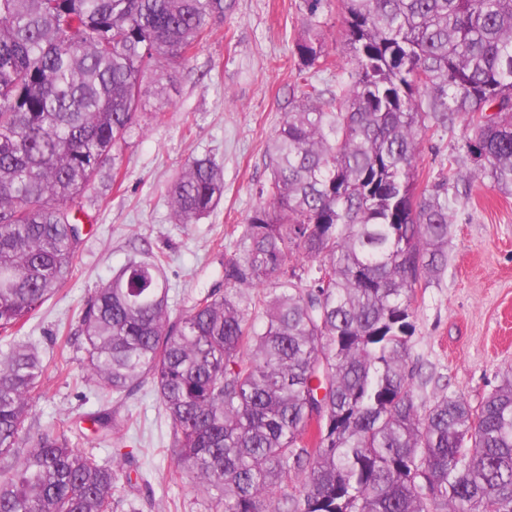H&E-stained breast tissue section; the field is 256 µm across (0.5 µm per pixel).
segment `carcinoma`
Masks as SVG:
<instances>
[{
  "label": "carcinoma",
  "mask_w": 512,
  "mask_h": 512,
  "mask_svg": "<svg viewBox=\"0 0 512 512\" xmlns=\"http://www.w3.org/2000/svg\"><path fill=\"white\" fill-rule=\"evenodd\" d=\"M330 4L303 0L302 72L328 62ZM337 4L348 82L329 107L303 93L270 139L223 283L173 318L165 257L129 258L78 313L77 381L151 384L172 428L165 478L216 512H512V367L475 407L451 393L423 409L408 366L414 292L447 267L451 224L448 178L419 188L422 141L469 116L476 177L512 195V0ZM232 7L0 0V512H139L121 495L128 454L102 465L25 427L45 365L17 334L72 270L102 163L119 170L140 115L170 104L144 75L188 63ZM168 194L195 224L219 207L223 169L194 157ZM91 421L119 432L110 411Z\"/></svg>",
  "instance_id": "obj_1"
}]
</instances>
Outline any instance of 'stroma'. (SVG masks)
I'll use <instances>...</instances> for the list:
<instances>
[{
  "label": "stroma",
  "mask_w": 512,
  "mask_h": 512,
  "mask_svg": "<svg viewBox=\"0 0 512 512\" xmlns=\"http://www.w3.org/2000/svg\"><path fill=\"white\" fill-rule=\"evenodd\" d=\"M223 23L211 26L187 64L172 72L170 105L162 121L144 116L142 136L122 150L121 174L104 163L84 198V243L66 283L29 320L26 334L41 352L46 379L31 422L66 432L81 451L111 461L113 447L99 443L91 413L108 408L127 429L126 450L135 457L128 499L140 512H211L207 500L185 484L162 476L174 466L170 422L151 386L117 399L96 385L75 381L85 357L67 344L77 314L96 288L111 279L134 248L165 255L172 315L221 276L223 257L235 251L228 225L246 224L259 186L269 176L267 145L294 93L314 85L334 93L353 64L342 49L336 8H327V71L304 80L294 40L302 0H233ZM469 117L427 136L420 145L419 182L448 175L452 203L448 266L438 281L416 289L409 366L421 377L416 403L455 392L479 404L512 366V196L475 176L460 146L471 136ZM211 156L224 170V198L217 211L196 224L175 223L167 190L189 158ZM152 496H145V487Z\"/></svg>",
  "instance_id": "obj_1"
}]
</instances>
